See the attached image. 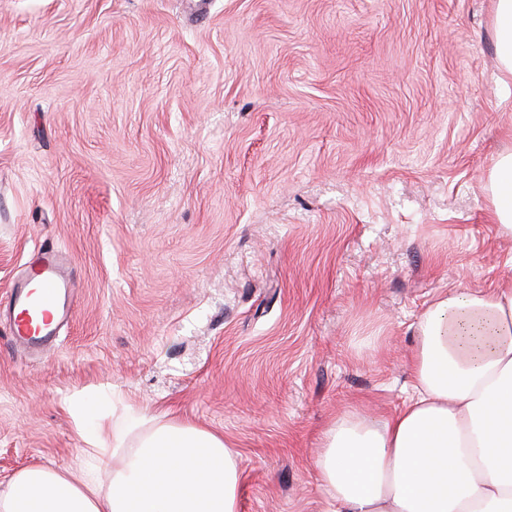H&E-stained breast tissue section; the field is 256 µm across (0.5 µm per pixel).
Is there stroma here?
Listing matches in <instances>:
<instances>
[{
	"mask_svg": "<svg viewBox=\"0 0 512 512\" xmlns=\"http://www.w3.org/2000/svg\"><path fill=\"white\" fill-rule=\"evenodd\" d=\"M496 0H0V302L46 246L39 358L0 325V491L61 470L67 401L223 434L239 512H326L336 418L396 413L416 325L512 279ZM491 193L500 232L512 237V151L497 156L492 167ZM71 259L54 247L43 250L31 269L13 287L7 309H1L0 318L6 316L10 340L37 353L50 351L55 346L57 328L66 314V302L71 293L69 274ZM30 277V278H29ZM40 279L41 291L34 295L31 280Z\"/></svg>",
	"mask_w": 512,
	"mask_h": 512,
	"instance_id": "obj_1",
	"label": "stroma"
}]
</instances>
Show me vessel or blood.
Instances as JSON below:
<instances>
[{
    "instance_id": "obj_1",
    "label": "vessel or blood",
    "mask_w": 512,
    "mask_h": 512,
    "mask_svg": "<svg viewBox=\"0 0 512 512\" xmlns=\"http://www.w3.org/2000/svg\"><path fill=\"white\" fill-rule=\"evenodd\" d=\"M70 264L65 251L45 249L35 268L13 287L8 307L0 308V318H7L14 344L39 353L53 349L72 289Z\"/></svg>"
}]
</instances>
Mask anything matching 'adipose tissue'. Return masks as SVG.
<instances>
[{
    "label": "adipose tissue",
    "instance_id": "adipose-tissue-1",
    "mask_svg": "<svg viewBox=\"0 0 512 512\" xmlns=\"http://www.w3.org/2000/svg\"><path fill=\"white\" fill-rule=\"evenodd\" d=\"M503 235L512 237V151L492 167ZM415 394L395 415L337 419L316 462L330 512H512V282L452 288L416 328ZM75 468L29 467L0 512H238L237 455L223 435L137 410L88 422Z\"/></svg>",
    "mask_w": 512,
    "mask_h": 512
}]
</instances>
